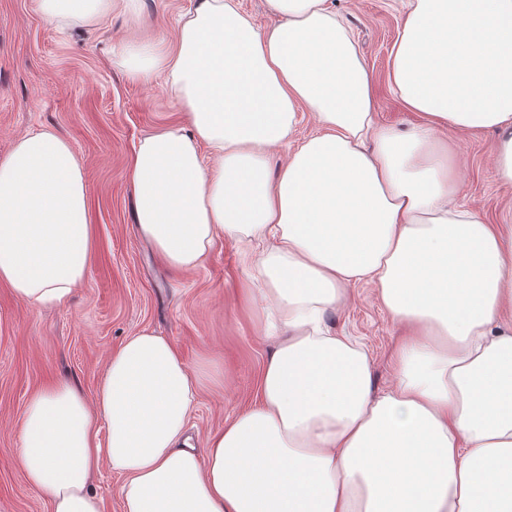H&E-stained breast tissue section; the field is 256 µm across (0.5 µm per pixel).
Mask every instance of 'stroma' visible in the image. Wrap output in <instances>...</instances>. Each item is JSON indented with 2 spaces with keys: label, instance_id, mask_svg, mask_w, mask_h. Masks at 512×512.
I'll return each instance as SVG.
<instances>
[{
  "label": "stroma",
  "instance_id": "35a3bbf8",
  "mask_svg": "<svg viewBox=\"0 0 512 512\" xmlns=\"http://www.w3.org/2000/svg\"><path fill=\"white\" fill-rule=\"evenodd\" d=\"M195 0H142L138 14H104L92 24L51 23L38 0H0V159L14 141L50 129L70 143L85 172L93 248L85 282L63 303L23 305L0 284V512H51L49 500L20 470L19 423L30 397L67 380L94 397L109 355L149 328L167 338L192 372L209 373L191 414L196 448L251 406L273 348L265 311L249 300L251 273L233 239L219 241L192 270L168 267L140 238L126 170L147 134L188 128L189 118L166 86L132 78L121 52L147 38L173 39ZM375 83L380 124L407 130L416 122L391 93L389 54L403 21L401 0H331ZM458 203L493 222L512 209V184L494 175L496 134H451ZM337 332L367 348L374 388L391 387V358L404 328L379 305L372 286L349 290L331 314Z\"/></svg>",
  "mask_w": 512,
  "mask_h": 512
}]
</instances>
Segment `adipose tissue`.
<instances>
[{"label":"adipose tissue","mask_w":512,"mask_h":512,"mask_svg":"<svg viewBox=\"0 0 512 512\" xmlns=\"http://www.w3.org/2000/svg\"><path fill=\"white\" fill-rule=\"evenodd\" d=\"M327 2L268 0L280 22L264 33L236 0H198L172 49L125 51L132 76L166 73L191 122L146 136L128 164L139 236L179 270L244 243L282 334L255 404L201 451L187 435L200 381L154 330L110 355L94 398L39 390L19 464L52 512H102L90 483L104 465L122 512H512V224L455 203L446 138L497 130L495 173L512 183V0H404L390 81L418 121L403 133L377 124L372 77ZM38 5L55 22L138 10ZM303 110L320 130L271 175ZM92 247L69 142L17 139L0 160V282L26 306L62 303ZM358 283L406 327L379 393L365 349L326 320Z\"/></svg>","instance_id":"1"}]
</instances>
